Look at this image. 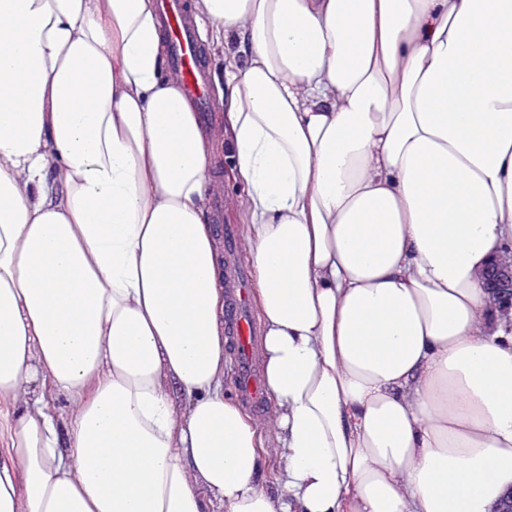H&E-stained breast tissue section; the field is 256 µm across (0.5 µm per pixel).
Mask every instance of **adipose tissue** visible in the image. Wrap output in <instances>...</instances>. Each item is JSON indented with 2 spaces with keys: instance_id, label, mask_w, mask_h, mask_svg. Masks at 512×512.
<instances>
[{
  "instance_id": "ef3b65f1",
  "label": "adipose tissue",
  "mask_w": 512,
  "mask_h": 512,
  "mask_svg": "<svg viewBox=\"0 0 512 512\" xmlns=\"http://www.w3.org/2000/svg\"><path fill=\"white\" fill-rule=\"evenodd\" d=\"M194 10L217 127L156 0H0V512H493L512 0ZM219 145L247 187L259 423L225 392ZM165 40L168 46V60L173 72L177 73L186 94L192 100L199 114V120H206L210 112V77L214 97V119L209 126L224 119V105L220 89L224 88V62L220 55H214L211 42V25L204 22L199 29L193 17L191 0H159ZM205 56L209 72L203 61ZM216 77V78H215ZM217 79V81H216ZM493 305L502 317L511 321L512 314V258L496 256L484 272Z\"/></svg>"
}]
</instances>
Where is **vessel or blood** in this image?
I'll use <instances>...</instances> for the list:
<instances>
[{"label":"vessel or blood","instance_id":"b4317fda","mask_svg":"<svg viewBox=\"0 0 512 512\" xmlns=\"http://www.w3.org/2000/svg\"><path fill=\"white\" fill-rule=\"evenodd\" d=\"M160 2L169 65L178 74L199 115H206L210 103V75L203 61L201 36L193 17L192 0ZM246 284V272L234 261H227L224 268L227 331L236 353L241 396L254 405L259 401L261 380L253 356L256 329L247 313L249 295Z\"/></svg>","mask_w":512,"mask_h":512}]
</instances>
